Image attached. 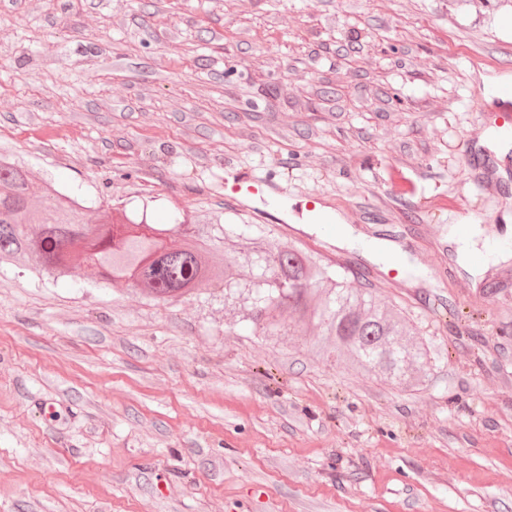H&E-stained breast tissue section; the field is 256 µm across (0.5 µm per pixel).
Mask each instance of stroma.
Returning <instances> with one entry per match:
<instances>
[{
  "label": "stroma",
  "mask_w": 512,
  "mask_h": 512,
  "mask_svg": "<svg viewBox=\"0 0 512 512\" xmlns=\"http://www.w3.org/2000/svg\"><path fill=\"white\" fill-rule=\"evenodd\" d=\"M512 0H0V148L86 218L240 216L347 269L435 355L403 389L254 336L224 291L0 261V512H512ZM276 167L274 202L225 183ZM332 208L374 262L312 221ZM495 284L487 292V284ZM478 225H470L464 232H460L456 228H451L448 232V240L457 245L458 255L468 257L470 254L479 252L476 249V238L480 236Z\"/></svg>",
  "instance_id": "35a3bbf8"
}]
</instances>
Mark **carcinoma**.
Masks as SVG:
<instances>
[{
	"instance_id": "carcinoma-1",
	"label": "carcinoma",
	"mask_w": 512,
	"mask_h": 512,
	"mask_svg": "<svg viewBox=\"0 0 512 512\" xmlns=\"http://www.w3.org/2000/svg\"><path fill=\"white\" fill-rule=\"evenodd\" d=\"M28 170L0 155V257L30 251L42 270L65 272L79 255L91 273L112 282L142 287L157 299H168L198 287L207 270L203 238L195 244L165 247L171 237H188L182 222L157 228L146 219L125 224H87L83 206L66 194L32 217ZM223 242L246 243L224 266V303L248 310L254 332L276 336L288 313L293 326H324L336 356L399 387L417 383L430 363V346L407 339L405 320L395 308L376 301L373 289L353 288L345 272L322 265L293 245L266 240L261 224H213ZM252 276L242 277L238 268Z\"/></svg>"
}]
</instances>
